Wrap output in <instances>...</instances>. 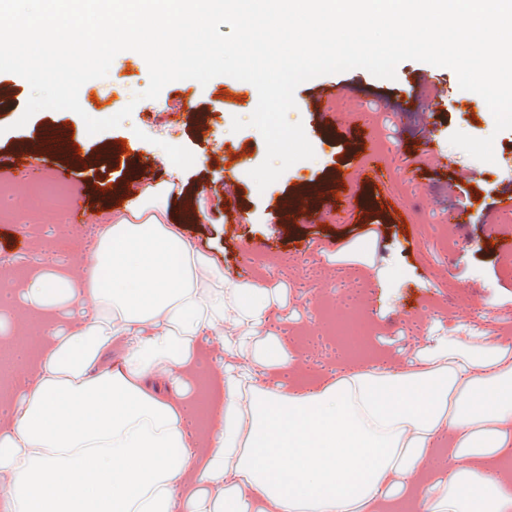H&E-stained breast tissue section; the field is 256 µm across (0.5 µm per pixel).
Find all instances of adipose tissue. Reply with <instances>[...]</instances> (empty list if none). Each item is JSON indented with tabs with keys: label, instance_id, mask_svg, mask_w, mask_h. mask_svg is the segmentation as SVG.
<instances>
[{
	"label": "adipose tissue",
	"instance_id": "1",
	"mask_svg": "<svg viewBox=\"0 0 512 512\" xmlns=\"http://www.w3.org/2000/svg\"><path fill=\"white\" fill-rule=\"evenodd\" d=\"M168 193L113 217L81 275L31 281L22 334L0 343L8 512H512V343L441 336L400 371L271 390L292 366L264 334L271 292L195 250ZM65 303L84 314L62 330ZM207 343L213 380L193 393Z\"/></svg>",
	"mask_w": 512,
	"mask_h": 512
}]
</instances>
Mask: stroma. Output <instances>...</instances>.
Instances as JSON below:
<instances>
[{"instance_id":"stroma-1","label":"stroma","mask_w":512,"mask_h":512,"mask_svg":"<svg viewBox=\"0 0 512 512\" xmlns=\"http://www.w3.org/2000/svg\"><path fill=\"white\" fill-rule=\"evenodd\" d=\"M149 81L140 56L118 54L107 77L85 82L78 94L81 112L43 109L28 122L20 117L31 95L21 76L0 73L15 90V112L0 115V288L20 315L36 267L26 258L34 241L58 254L63 273L74 274L85 253L118 209L136 200L141 173L170 185L167 212L182 224L192 246L211 256L232 280L241 265L249 282L277 292L270 332L296 362L288 377L270 373L290 393L320 389L337 371L368 364L397 369L433 337L472 329L512 341V264L502 255L505 236L490 234L484 213L512 208V130L496 131L484 99L461 90L445 67L406 60L392 80L363 69L326 74L301 83L289 121L302 123L314 158L288 168L265 190L250 176L265 159L261 133L248 126L233 131L234 118L248 120L258 104L254 85L229 76L207 84L192 79L168 83L157 98L132 111L122 125L88 134L85 117L106 119L126 108ZM346 86L356 99L337 97L327 110L340 114L350 133L325 135L322 114L308 110L325 87ZM435 91L439 104L427 125L416 108L420 95ZM397 150L384 182L361 184L352 200L329 199L324 223L286 220L281 203L307 185H344L353 152L379 130V115ZM72 128L80 153L54 156L38 142L52 127ZM493 137V162H481L450 144L454 132ZM126 143L128 158L114 157ZM170 145L198 156L197 166L176 172L160 154ZM446 157L431 166L426 152ZM234 180L233 195L224 184ZM80 206L87 221L73 224L69 211ZM200 210L201 223H184ZM471 307L458 310L462 298Z\"/></svg>"}]
</instances>
